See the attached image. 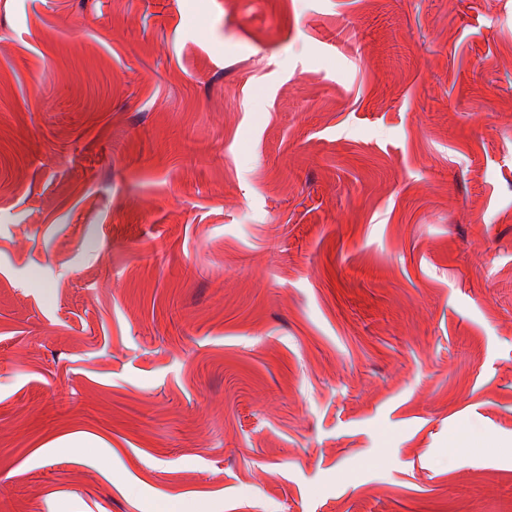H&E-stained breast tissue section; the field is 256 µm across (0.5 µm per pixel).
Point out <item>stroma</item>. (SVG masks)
<instances>
[{
	"label": "stroma",
	"instance_id": "stroma-1",
	"mask_svg": "<svg viewBox=\"0 0 512 512\" xmlns=\"http://www.w3.org/2000/svg\"><path fill=\"white\" fill-rule=\"evenodd\" d=\"M167 504L512 506V0H0V512Z\"/></svg>",
	"mask_w": 512,
	"mask_h": 512
}]
</instances>
